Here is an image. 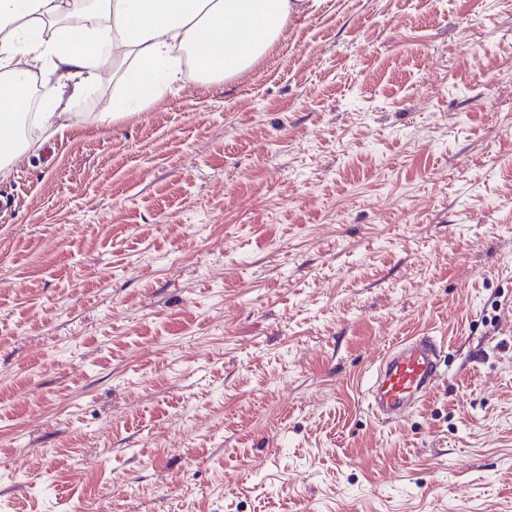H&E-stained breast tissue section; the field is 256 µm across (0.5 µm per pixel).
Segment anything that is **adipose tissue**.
<instances>
[{
  "label": "adipose tissue",
  "mask_w": 512,
  "mask_h": 512,
  "mask_svg": "<svg viewBox=\"0 0 512 512\" xmlns=\"http://www.w3.org/2000/svg\"><path fill=\"white\" fill-rule=\"evenodd\" d=\"M319 0H0V173L26 150L17 137L32 83L48 85L46 134L67 99L103 76L147 107L160 85L182 82L180 52L197 76L231 78L250 68L291 20Z\"/></svg>",
  "instance_id": "ef3b65f1"
}]
</instances>
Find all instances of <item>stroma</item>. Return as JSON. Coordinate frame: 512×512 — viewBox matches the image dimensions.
I'll list each match as a JSON object with an SVG mask.
<instances>
[{"label": "stroma", "instance_id": "stroma-1", "mask_svg": "<svg viewBox=\"0 0 512 512\" xmlns=\"http://www.w3.org/2000/svg\"><path fill=\"white\" fill-rule=\"evenodd\" d=\"M121 94L0 177V512H512V0H321ZM440 357L435 336L400 338L381 357L371 394V409L401 420L412 403L426 400L439 376Z\"/></svg>", "mask_w": 512, "mask_h": 512}]
</instances>
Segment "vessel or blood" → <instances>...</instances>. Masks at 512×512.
<instances>
[{
    "label": "vessel or blood",
    "mask_w": 512,
    "mask_h": 512,
    "mask_svg": "<svg viewBox=\"0 0 512 512\" xmlns=\"http://www.w3.org/2000/svg\"><path fill=\"white\" fill-rule=\"evenodd\" d=\"M438 341L433 336L399 339L381 357L370 406L375 413L401 420L409 405L426 400L439 376Z\"/></svg>",
    "instance_id": "1"
}]
</instances>
